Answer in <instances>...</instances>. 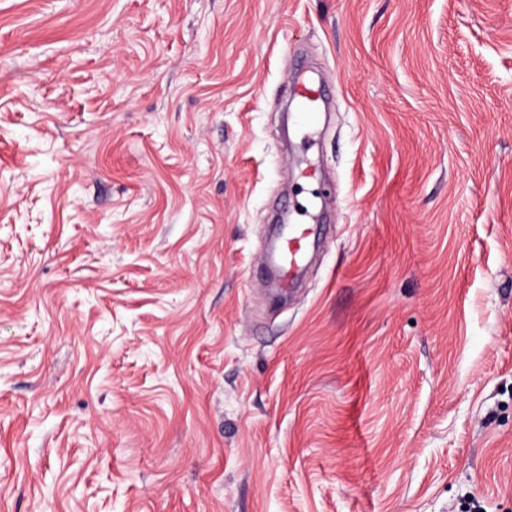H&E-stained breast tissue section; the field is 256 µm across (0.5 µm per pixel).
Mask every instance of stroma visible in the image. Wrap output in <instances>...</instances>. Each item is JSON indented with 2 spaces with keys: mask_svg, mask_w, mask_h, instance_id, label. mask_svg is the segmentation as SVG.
Here are the masks:
<instances>
[{
  "mask_svg": "<svg viewBox=\"0 0 512 512\" xmlns=\"http://www.w3.org/2000/svg\"><path fill=\"white\" fill-rule=\"evenodd\" d=\"M0 512H512V0H0ZM291 93L300 103L302 122L306 125L313 123L316 115L314 104L326 99L323 84L313 82L304 76H296L292 80ZM310 234L309 226L297 225L281 243L274 257L283 286L291 285L294 271L304 261L306 256V242Z\"/></svg>",
  "mask_w": 512,
  "mask_h": 512,
  "instance_id": "stroma-1",
  "label": "stroma"
}]
</instances>
